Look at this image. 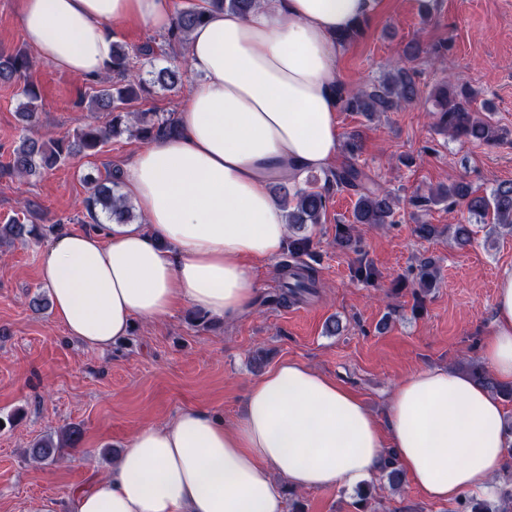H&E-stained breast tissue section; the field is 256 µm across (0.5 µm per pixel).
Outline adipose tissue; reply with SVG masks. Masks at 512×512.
Listing matches in <instances>:
<instances>
[{"instance_id":"1","label":"adipose tissue","mask_w":512,"mask_h":512,"mask_svg":"<svg viewBox=\"0 0 512 512\" xmlns=\"http://www.w3.org/2000/svg\"><path fill=\"white\" fill-rule=\"evenodd\" d=\"M374 0H260L249 15L206 7L189 35L193 76L177 136L123 166L124 191L144 225L106 224L56 236L40 277L56 320L106 350L134 318L181 306L234 319L257 295L256 266L279 257L288 226L272 180L337 165L341 155L336 38ZM27 43L40 60L100 76L113 26L158 33L172 0H21ZM480 356L512 385V268L500 276ZM512 443L500 400L469 374L410 373L384 417L336 378L290 360L255 379L239 418L187 408L145 426L111 473L66 500L35 498L25 512H288L287 489L353 487L377 474L385 449L432 501L492 495Z\"/></svg>"}]
</instances>
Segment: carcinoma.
<instances>
[{
	"instance_id": "1",
	"label": "carcinoma",
	"mask_w": 512,
	"mask_h": 512,
	"mask_svg": "<svg viewBox=\"0 0 512 512\" xmlns=\"http://www.w3.org/2000/svg\"><path fill=\"white\" fill-rule=\"evenodd\" d=\"M258 0H209V3L222 8L247 14L257 7ZM205 12L199 8L180 11L165 41L168 47H182L187 44L190 32L204 19ZM154 55V48L146 43L130 51L118 42L113 43L112 56L106 63L104 73L94 79L97 88L90 98L91 110L105 114L102 125H85L59 137L40 140L28 135L20 138L13 149L9 169L19 174L37 175L51 170L61 162L78 156H96L110 139L123 133L144 142H154L177 131V120L169 114H141L136 125L127 122L128 106L150 92L157 85L163 88L176 86L182 79V65L160 68L152 72V79L145 81L135 71L133 59ZM32 60L29 55L18 50L10 54H0V82L20 85L24 97L20 116L26 127L37 122L38 86L30 79ZM340 107L344 112H355L368 118L377 113L393 112L406 103H411L420 95V88L409 69L398 66L385 74L377 82L357 91H349L340 85L337 88ZM437 113V125L452 138H463L472 142L495 143L503 140L507 131L489 119L475 117L473 103L474 90L466 85L444 81L429 94ZM349 160L324 174L293 183L282 182L275 188L276 200L284 212L288 226L299 230L306 224H319L327 211L333 191H350L357 197L353 210L354 223L341 224L337 230L336 243L350 247L355 243L353 235L356 224H390L398 206V198L386 187L374 181L353 159L359 154L362 144L360 135L349 134L344 144ZM105 176L89 180V194L84 200V208L92 226H98V213L117 224H128L132 210L121 194L120 171L105 165ZM447 201L449 204L463 203L468 212L480 219H492L493 228L512 229V182L498 184L488 195H476L468 184L454 182L448 188L431 196H416L412 204L418 208L432 202ZM58 231L56 225L26 224L16 218L0 224V247L23 242L29 238L41 239ZM281 286L271 295L268 303L278 307L303 302L317 294L318 279L310 265L293 267L288 260L279 265ZM438 276L434 262L428 260L420 264L418 282L420 289L416 300L422 301ZM480 383L495 393L512 398V387L501 388L495 385L490 375L482 368L471 369ZM83 429L78 424H69L58 433L44 435L33 442L29 456L40 463H55L64 457L65 449L75 447L81 440ZM379 471L388 481L391 489L400 488L404 473L397 466L395 454L388 450L381 460ZM462 512H512V491L504 494L497 502L467 500Z\"/></svg>"
}]
</instances>
